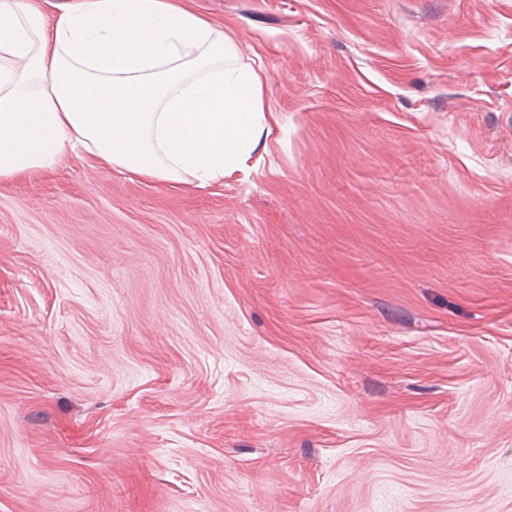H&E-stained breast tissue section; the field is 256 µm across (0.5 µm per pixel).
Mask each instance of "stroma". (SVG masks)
Masks as SVG:
<instances>
[{"instance_id":"35a3bbf8","label":"stroma","mask_w":512,"mask_h":512,"mask_svg":"<svg viewBox=\"0 0 512 512\" xmlns=\"http://www.w3.org/2000/svg\"><path fill=\"white\" fill-rule=\"evenodd\" d=\"M193 6L280 126L0 182V512H512V0Z\"/></svg>"}]
</instances>
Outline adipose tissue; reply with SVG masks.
I'll return each mask as SVG.
<instances>
[{
  "label": "adipose tissue",
  "mask_w": 512,
  "mask_h": 512,
  "mask_svg": "<svg viewBox=\"0 0 512 512\" xmlns=\"http://www.w3.org/2000/svg\"><path fill=\"white\" fill-rule=\"evenodd\" d=\"M277 118L235 42L187 0H0V181L81 154L203 189L267 151Z\"/></svg>",
  "instance_id": "ef3b65f1"
}]
</instances>
